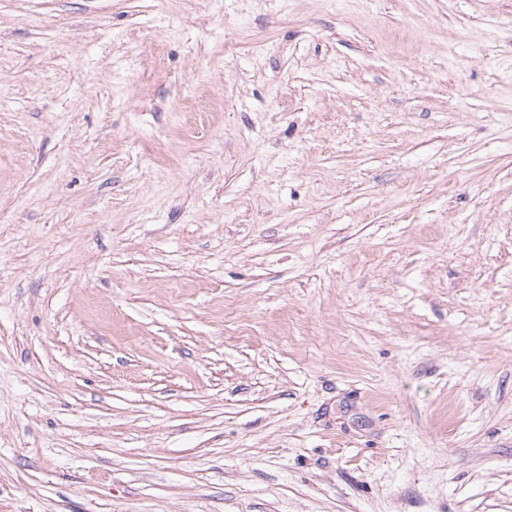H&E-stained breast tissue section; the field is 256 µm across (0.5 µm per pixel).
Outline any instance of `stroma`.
Wrapping results in <instances>:
<instances>
[{"label": "stroma", "instance_id": "obj_1", "mask_svg": "<svg viewBox=\"0 0 512 512\" xmlns=\"http://www.w3.org/2000/svg\"><path fill=\"white\" fill-rule=\"evenodd\" d=\"M0 512H512V0H0Z\"/></svg>", "mask_w": 512, "mask_h": 512}]
</instances>
